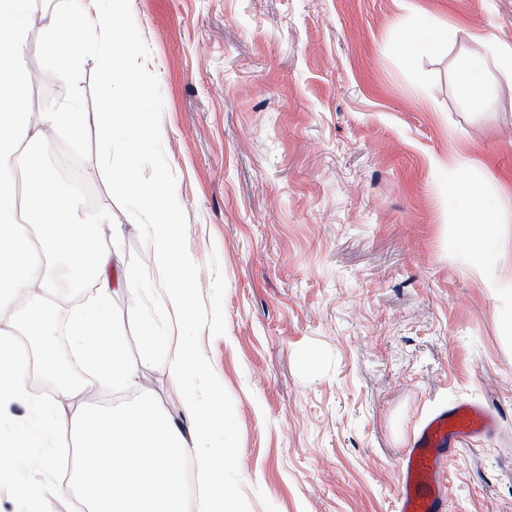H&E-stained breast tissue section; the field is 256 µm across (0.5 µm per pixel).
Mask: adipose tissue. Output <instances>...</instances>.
Segmentation results:
<instances>
[{"instance_id":"1","label":"adipose tissue","mask_w":512,"mask_h":512,"mask_svg":"<svg viewBox=\"0 0 512 512\" xmlns=\"http://www.w3.org/2000/svg\"><path fill=\"white\" fill-rule=\"evenodd\" d=\"M28 0H0V309L31 285V272L47 254L63 257L73 285L95 277L94 304L75 315L72 331L79 350L94 373L96 384L138 391L136 401L119 408L66 414L65 407L80 391L66 384L55 397L31 393L33 370L60 377L61 364L51 340L52 314L38 324L40 349L30 358L17 339L0 336V399L26 405L28 416L16 423L12 436L18 448L37 449L39 467H46L61 426H69L78 448L72 481L89 512H240L231 488L211 491L207 500L187 507L179 462L195 449L201 478L210 481L224 463L207 448L216 425L217 395L191 404L188 422L160 411L147 391L141 390L138 370L124 355V341L105 313L111 296L103 256L93 242L99 226L74 220L75 204L60 198L55 176L44 170L31 191H23L27 167L18 151L27 131L23 104L28 81L24 48L30 30L25 23ZM448 176L457 182L465 199L456 214L465 238L481 242L493 238L497 225L484 206V191L468 178V159L457 154L448 161ZM45 201L53 211L40 223V243H32L20 222L22 211Z\"/></svg>"}]
</instances>
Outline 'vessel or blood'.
I'll return each mask as SVG.
<instances>
[{
  "mask_svg": "<svg viewBox=\"0 0 512 512\" xmlns=\"http://www.w3.org/2000/svg\"><path fill=\"white\" fill-rule=\"evenodd\" d=\"M497 427L498 418L492 410L466 402L428 418L402 454L397 512H445L448 487L444 475L460 444Z\"/></svg>",
  "mask_w": 512,
  "mask_h": 512,
  "instance_id": "obj_1",
  "label": "vessel or blood"
}]
</instances>
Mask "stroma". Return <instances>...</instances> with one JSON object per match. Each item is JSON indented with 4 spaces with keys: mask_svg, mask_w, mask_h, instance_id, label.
Listing matches in <instances>:
<instances>
[{
    "mask_svg": "<svg viewBox=\"0 0 512 512\" xmlns=\"http://www.w3.org/2000/svg\"><path fill=\"white\" fill-rule=\"evenodd\" d=\"M164 108V153L187 217V250L210 294L218 259L226 332L202 349L230 394L250 512H396L403 451L420 422L458 401L486 404L498 433L448 471L446 512H512V0H130ZM427 20L441 36L406 67L397 44ZM484 59L492 93L474 107L461 54ZM24 55L26 107L61 99V81ZM499 208L495 258L476 262L438 164L456 148ZM81 173L121 247L107 307L127 358L160 409L186 403L171 373L141 361L131 255L159 273L96 158ZM93 297L55 292V344L80 375L70 322ZM70 430L48 475L54 512Z\"/></svg>",
    "mask_w": 512,
    "mask_h": 512,
    "instance_id": "stroma-1",
    "label": "stroma"
}]
</instances>
